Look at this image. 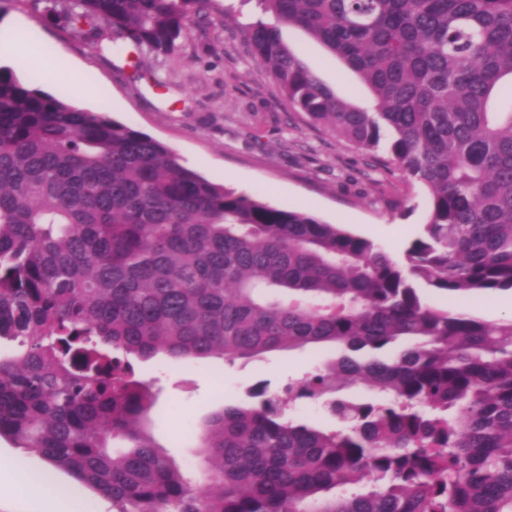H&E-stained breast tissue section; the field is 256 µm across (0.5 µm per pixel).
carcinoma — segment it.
<instances>
[{
	"mask_svg": "<svg viewBox=\"0 0 512 512\" xmlns=\"http://www.w3.org/2000/svg\"><path fill=\"white\" fill-rule=\"evenodd\" d=\"M210 0H46L91 42L172 53ZM253 59L309 123L388 152L427 190L399 262L372 240L238 193L150 135L0 67V438L116 512H512V317L426 290L512 291V0H260ZM297 27L373 98L339 99ZM327 346L334 358L209 414L196 488L141 422L131 358ZM305 400L337 427L285 412Z\"/></svg>",
	"mask_w": 512,
	"mask_h": 512,
	"instance_id": "obj_1",
	"label": "carcinoma"
}]
</instances>
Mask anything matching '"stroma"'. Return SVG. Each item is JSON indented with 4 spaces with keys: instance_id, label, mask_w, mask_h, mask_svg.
Listing matches in <instances>:
<instances>
[{
    "instance_id": "35a3bbf8",
    "label": "stroma",
    "mask_w": 512,
    "mask_h": 512,
    "mask_svg": "<svg viewBox=\"0 0 512 512\" xmlns=\"http://www.w3.org/2000/svg\"><path fill=\"white\" fill-rule=\"evenodd\" d=\"M265 17L259 0H212L206 19L190 17L173 55L143 56L137 78L109 42L92 44L77 30L48 21L42 0H0V24L23 21L40 34L46 50L62 49L68 58L67 65L48 73L18 68L22 79L148 133L171 147L185 167L214 182L343 225L403 259L422 231L425 189L387 153L367 154L310 125L288 105L274 78L247 50L245 27ZM282 35L340 99L372 105L359 77L322 45L288 25ZM80 81L94 88L92 98L76 96ZM455 308L488 321L512 317V292L475 294ZM330 357L329 351L303 348L232 365L161 357L136 363L138 378L153 382L157 393L147 429L167 455L200 478V459L185 438L189 430L221 406L246 400L258 381H269L276 391ZM14 459L34 472H49L53 486L65 489L82 512H113L101 495L0 438V461Z\"/></svg>"
}]
</instances>
